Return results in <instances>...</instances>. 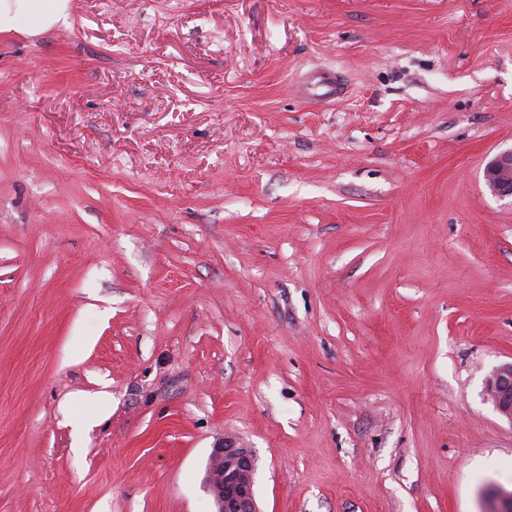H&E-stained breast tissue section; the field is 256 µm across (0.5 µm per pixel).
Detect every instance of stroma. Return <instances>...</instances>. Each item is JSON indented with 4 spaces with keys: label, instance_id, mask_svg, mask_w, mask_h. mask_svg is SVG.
<instances>
[{
    "label": "stroma",
    "instance_id": "1",
    "mask_svg": "<svg viewBox=\"0 0 512 512\" xmlns=\"http://www.w3.org/2000/svg\"><path fill=\"white\" fill-rule=\"evenodd\" d=\"M0 33V512H487L512 424V0H70ZM325 86L299 89L308 73ZM112 397L72 448L62 408ZM484 179L492 195L512 201V147L489 160L484 169ZM486 399L512 424V361L496 368L485 385ZM255 475L256 458L250 448L229 437L216 444L204 477L215 512H261L255 496Z\"/></svg>",
    "mask_w": 512,
    "mask_h": 512
}]
</instances>
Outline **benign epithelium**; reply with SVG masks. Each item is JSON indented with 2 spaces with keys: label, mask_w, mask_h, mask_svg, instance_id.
I'll use <instances>...</instances> for the list:
<instances>
[{
  "label": "benign epithelium",
  "mask_w": 512,
  "mask_h": 512,
  "mask_svg": "<svg viewBox=\"0 0 512 512\" xmlns=\"http://www.w3.org/2000/svg\"><path fill=\"white\" fill-rule=\"evenodd\" d=\"M485 183L492 195L512 200V148L489 160ZM486 399L512 424V362L496 368L485 385ZM256 458L251 449L226 437L212 448L204 486L213 497L215 512H261L255 496Z\"/></svg>",
  "instance_id": "obj_1"
}]
</instances>
